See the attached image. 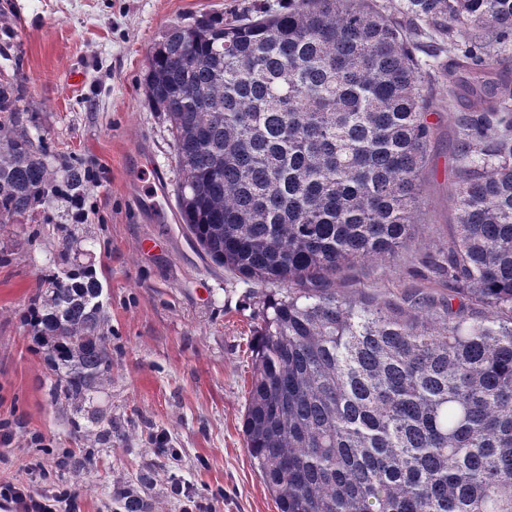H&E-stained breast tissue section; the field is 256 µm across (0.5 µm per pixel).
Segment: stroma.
<instances>
[{"label":"stroma","instance_id":"1","mask_svg":"<svg viewBox=\"0 0 512 512\" xmlns=\"http://www.w3.org/2000/svg\"><path fill=\"white\" fill-rule=\"evenodd\" d=\"M285 0H0V82L22 89L23 123L47 162L88 178L84 217L59 195L0 224V481L65 494L58 512H277L243 436L260 288L216 266L176 210L154 220L138 194L176 184L163 113L144 93L163 32ZM454 113L442 112L420 188L419 237L366 262L338 291L383 301L427 288L425 258L455 222ZM92 269L103 285L111 380L81 409L57 400L25 320L42 279ZM70 464L62 468L60 457Z\"/></svg>","mask_w":512,"mask_h":512}]
</instances>
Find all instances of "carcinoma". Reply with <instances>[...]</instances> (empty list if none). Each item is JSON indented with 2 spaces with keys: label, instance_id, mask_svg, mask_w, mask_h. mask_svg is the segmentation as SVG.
<instances>
[{
  "label": "carcinoma",
  "instance_id": "1",
  "mask_svg": "<svg viewBox=\"0 0 512 512\" xmlns=\"http://www.w3.org/2000/svg\"><path fill=\"white\" fill-rule=\"evenodd\" d=\"M288 0L171 26L145 65L169 121L176 208L216 265L268 287L243 433L278 512H512V0ZM448 84L456 224L428 262L448 298L403 307L336 292L418 237L419 190ZM0 84V217L81 172L51 168ZM92 270L40 293L41 345L71 405L111 379ZM458 304H453V300ZM490 316L477 320L469 309Z\"/></svg>",
  "mask_w": 512,
  "mask_h": 512
}]
</instances>
